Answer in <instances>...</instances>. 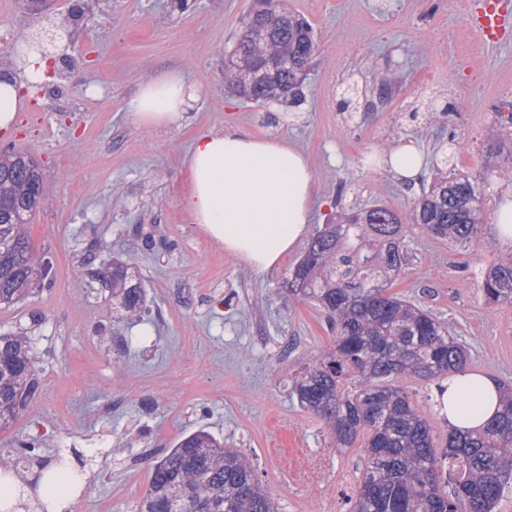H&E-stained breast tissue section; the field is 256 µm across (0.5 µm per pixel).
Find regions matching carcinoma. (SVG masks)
I'll use <instances>...</instances> for the list:
<instances>
[{"label": "carcinoma", "mask_w": 512, "mask_h": 512, "mask_svg": "<svg viewBox=\"0 0 512 512\" xmlns=\"http://www.w3.org/2000/svg\"><path fill=\"white\" fill-rule=\"evenodd\" d=\"M281 20L260 36L240 33L224 57V83L236 96L264 102L295 89L317 51L311 26ZM458 142L437 160L427 191L405 216L384 205L347 213L308 245L286 282L290 296L317 302L336 329L334 347L293 378L300 406L321 419L340 450L363 440L364 467L349 512H496L512 487V384L503 383L500 412L480 430L440 441L411 395L408 375L440 381L470 365V349L448 321L389 292L408 256L406 220L435 238L464 247L484 223L485 185L512 184V166L448 173ZM43 196L35 156L0 152V306L10 308L49 283L50 269L33 251L27 224ZM113 311L137 320L146 290L122 263L112 264ZM487 303L512 306V255L483 272ZM39 382L31 339L0 334V429L16 422ZM79 473L60 462L46 493L74 484ZM135 512H277L252 462L203 429L179 439L150 465Z\"/></svg>", "instance_id": "obj_1"}]
</instances>
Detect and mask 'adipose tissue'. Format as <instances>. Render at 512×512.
Listing matches in <instances>:
<instances>
[{
	"instance_id": "obj_1",
	"label": "adipose tissue",
	"mask_w": 512,
	"mask_h": 512,
	"mask_svg": "<svg viewBox=\"0 0 512 512\" xmlns=\"http://www.w3.org/2000/svg\"><path fill=\"white\" fill-rule=\"evenodd\" d=\"M47 58L30 55L23 71L0 68V132L10 133L25 84L46 79ZM188 88L168 72L144 83L129 109L143 126L186 117ZM188 191L182 199L194 223L225 250L258 270L290 255L308 234L317 180L306 155L285 139L230 129L198 137L183 160ZM439 411L449 429L475 430L500 408L498 382L476 372L442 383Z\"/></svg>"
}]
</instances>
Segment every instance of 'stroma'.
<instances>
[{
    "mask_svg": "<svg viewBox=\"0 0 512 512\" xmlns=\"http://www.w3.org/2000/svg\"><path fill=\"white\" fill-rule=\"evenodd\" d=\"M76 0H0V39L67 29L51 46L56 74L33 115L0 137V151L34 153L45 197L28 226L52 284L0 308V333L30 336L39 392L0 432V456L37 440L43 462L66 454L83 466L72 512H134L149 484L147 464L203 428L253 461L277 512H346L364 459L334 448L326 427L291 396L289 378L335 333L312 302L288 295L299 261L258 271L194 229L180 203L182 159L192 139L228 128L288 138L318 183L311 231L351 208L413 207L435 174L397 179L381 155L403 140L435 155L455 136L458 171L512 161L500 117L512 113V39L480 43L465 0H283L313 28L318 49L297 103L244 101L224 85L231 50L255 0H100L92 20L72 26ZM480 64L479 89L469 85ZM182 74L193 97L187 118L138 125L128 104L162 72ZM395 92L374 112H341V90L372 95L384 78ZM450 105L437 118L433 106ZM507 183L493 182L488 215L466 248L409 231V258L389 290L447 320L472 354V370L512 381V306L488 305L486 266L512 254L496 239L493 216ZM148 290L140 320L113 323L102 276L113 259Z\"/></svg>",
    "mask_w": 512,
    "mask_h": 512,
    "instance_id": "stroma-1",
    "label": "stroma"
}]
</instances>
